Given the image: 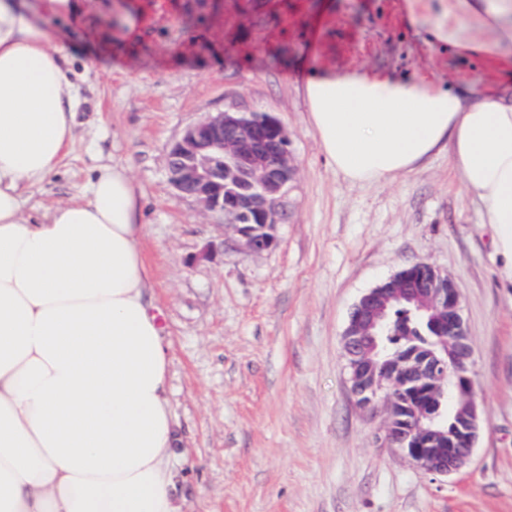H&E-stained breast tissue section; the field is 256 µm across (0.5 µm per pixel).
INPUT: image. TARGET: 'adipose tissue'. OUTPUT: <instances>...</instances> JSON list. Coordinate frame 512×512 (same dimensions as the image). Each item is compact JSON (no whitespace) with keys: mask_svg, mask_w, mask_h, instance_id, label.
I'll return each instance as SVG.
<instances>
[{"mask_svg":"<svg viewBox=\"0 0 512 512\" xmlns=\"http://www.w3.org/2000/svg\"><path fill=\"white\" fill-rule=\"evenodd\" d=\"M73 11L0 0V512H180L169 349L127 168L26 212L73 143L78 94L47 22ZM302 91L351 183L389 184L447 151L512 285V98L361 70L313 72Z\"/></svg>","mask_w":512,"mask_h":512,"instance_id":"ef3b65f1","label":"adipose tissue"}]
</instances>
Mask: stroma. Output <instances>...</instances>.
<instances>
[{"label":"stroma","instance_id":"stroma-1","mask_svg":"<svg viewBox=\"0 0 512 512\" xmlns=\"http://www.w3.org/2000/svg\"><path fill=\"white\" fill-rule=\"evenodd\" d=\"M80 0L55 19L79 87L76 135L37 211L99 166H128L159 322L171 345L172 461L182 512H512V288L494 232L440 151L391 184L326 163L302 85L313 69L424 79L471 99L512 95V42L455 0ZM443 24L455 42L436 40ZM501 41L498 54L463 50ZM268 114L296 176L274 247L251 254L171 188L170 144L211 112ZM216 253L200 255L206 245ZM424 261L458 287L480 432L468 466L416 469L382 439L388 408L352 396L342 334L358 300Z\"/></svg>","mask_w":512,"mask_h":512}]
</instances>
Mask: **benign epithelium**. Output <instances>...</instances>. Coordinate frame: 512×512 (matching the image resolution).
Masks as SVG:
<instances>
[{
  "mask_svg": "<svg viewBox=\"0 0 512 512\" xmlns=\"http://www.w3.org/2000/svg\"><path fill=\"white\" fill-rule=\"evenodd\" d=\"M288 145L283 127L270 115L211 112L171 145L168 179L179 196L221 216L247 251L263 253L275 244L273 230L294 178ZM418 272L420 285L408 289L407 296L421 309L440 310L438 331L452 348L457 408L446 434L434 428L443 415L434 391L443 387L449 364L412 353L396 361L370 358L379 341L391 335L386 310L400 294L399 285ZM344 355L357 402L370 407L381 395L390 402L384 435L389 447L431 474L448 477L467 464L479 431L473 351L458 288L448 277L417 262L369 290L351 312Z\"/></svg>",
  "mask_w": 512,
  "mask_h": 512,
  "instance_id": "obj_1",
  "label": "benign epithelium"
}]
</instances>
